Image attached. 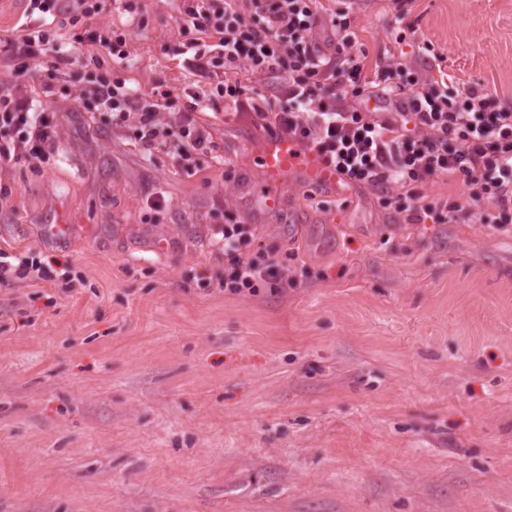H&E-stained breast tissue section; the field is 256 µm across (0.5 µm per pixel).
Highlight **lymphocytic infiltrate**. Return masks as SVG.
Wrapping results in <instances>:
<instances>
[{
    "instance_id": "obj_1",
    "label": "lymphocytic infiltrate",
    "mask_w": 512,
    "mask_h": 512,
    "mask_svg": "<svg viewBox=\"0 0 512 512\" xmlns=\"http://www.w3.org/2000/svg\"><path fill=\"white\" fill-rule=\"evenodd\" d=\"M105 0H27L17 33L0 38V62L10 74L0 84V166L25 162L40 170L58 150L53 114L32 111L26 82L35 64L52 81H78L96 110L117 126L134 130L146 151L172 154L178 168L196 173L216 159L210 124L195 112H178L170 90L140 93L125 81L97 74L105 60L126 57V35L99 31L95 19ZM318 0H179L181 28L189 35L181 54L186 67L223 96L225 106L249 114L269 134H285L334 167L340 181L377 190L404 223L446 224L465 206L491 205L489 225L512 227V109L491 93L468 87L449 95L447 73L418 74L405 64L367 69L346 11L332 19L327 46L314 37L321 22ZM85 23L79 45L89 47L84 70L52 33ZM244 73L272 75L271 95L248 92ZM378 89L401 98L400 111L349 109L341 97ZM445 178L460 187L459 199H428L424 187ZM251 225H225L224 288L255 293L264 284L287 283L284 266L247 252Z\"/></svg>"
}]
</instances>
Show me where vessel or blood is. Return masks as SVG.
Masks as SVG:
<instances>
[{
    "label": "vessel or blood",
    "instance_id": "b4317fda",
    "mask_svg": "<svg viewBox=\"0 0 512 512\" xmlns=\"http://www.w3.org/2000/svg\"><path fill=\"white\" fill-rule=\"evenodd\" d=\"M259 157L261 170L256 188L270 210L281 208L279 186L289 174L300 173L304 186L309 189H324L336 184L335 169L326 165L316 154L303 150L288 136H269Z\"/></svg>",
    "mask_w": 512,
    "mask_h": 512
}]
</instances>
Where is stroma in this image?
<instances>
[{
	"instance_id": "stroma-1",
	"label": "stroma",
	"mask_w": 512,
	"mask_h": 512,
	"mask_svg": "<svg viewBox=\"0 0 512 512\" xmlns=\"http://www.w3.org/2000/svg\"><path fill=\"white\" fill-rule=\"evenodd\" d=\"M108 0L104 69L203 103L223 163L180 170L80 103L41 171L0 168V249L48 265L0 286V512H512V233L478 215L406 224L366 185L251 189L265 132L183 66L178 0ZM370 57L512 108V0H320ZM165 198L153 206L156 195ZM252 225L285 290H224V224Z\"/></svg>"
}]
</instances>
